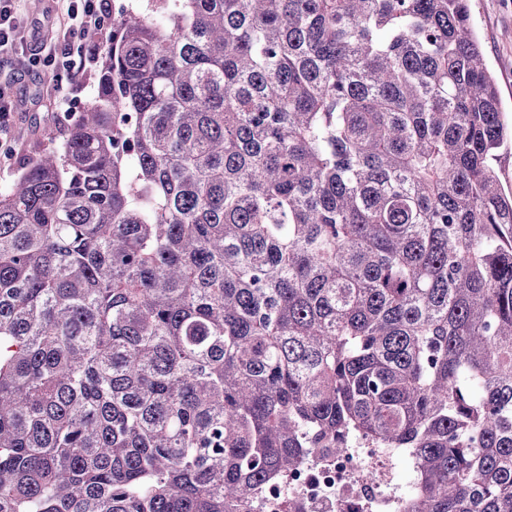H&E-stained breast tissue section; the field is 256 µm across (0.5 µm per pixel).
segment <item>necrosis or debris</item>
Instances as JSON below:
<instances>
[{"instance_id": "necrosis-or-debris-1", "label": "necrosis or debris", "mask_w": 512, "mask_h": 512, "mask_svg": "<svg viewBox=\"0 0 512 512\" xmlns=\"http://www.w3.org/2000/svg\"><path fill=\"white\" fill-rule=\"evenodd\" d=\"M408 456L357 439L341 454L316 448L301 468L257 495L252 512H400L413 491Z\"/></svg>"}]
</instances>
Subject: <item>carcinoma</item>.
Returning <instances> with one entry per match:
<instances>
[{
	"mask_svg": "<svg viewBox=\"0 0 512 512\" xmlns=\"http://www.w3.org/2000/svg\"><path fill=\"white\" fill-rule=\"evenodd\" d=\"M112 14L0 192V512H251L406 448L401 512H512V144L470 0Z\"/></svg>",
	"mask_w": 512,
	"mask_h": 512,
	"instance_id": "1",
	"label": "carcinoma"
}]
</instances>
